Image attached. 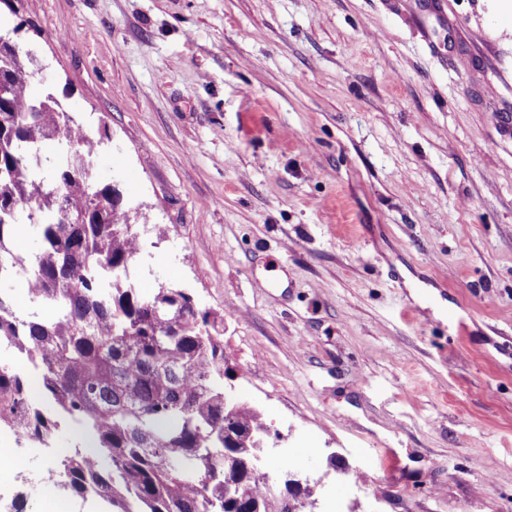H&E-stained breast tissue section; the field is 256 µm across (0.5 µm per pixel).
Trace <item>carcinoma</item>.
<instances>
[{
	"mask_svg": "<svg viewBox=\"0 0 512 512\" xmlns=\"http://www.w3.org/2000/svg\"><path fill=\"white\" fill-rule=\"evenodd\" d=\"M34 67L20 39L0 41V280L27 284L21 310L0 294V344L30 356L35 376L0 363V430L47 447L57 417L81 428L93 451L54 459V490L112 512H302L316 485L291 496L292 479L253 466L270 432L224 390L223 319L181 288L138 291L131 208L118 186L90 181L98 143L36 87ZM23 214L40 238L28 259L10 247Z\"/></svg>",
	"mask_w": 512,
	"mask_h": 512,
	"instance_id": "obj_1",
	"label": "carcinoma"
}]
</instances>
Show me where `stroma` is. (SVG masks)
<instances>
[{
	"label": "stroma",
	"instance_id": "stroma-1",
	"mask_svg": "<svg viewBox=\"0 0 512 512\" xmlns=\"http://www.w3.org/2000/svg\"><path fill=\"white\" fill-rule=\"evenodd\" d=\"M17 7L93 181L147 218L136 288L223 315L268 470L314 512H512V0ZM79 436L0 431L30 472L0 512H52Z\"/></svg>",
	"mask_w": 512,
	"mask_h": 512
}]
</instances>
